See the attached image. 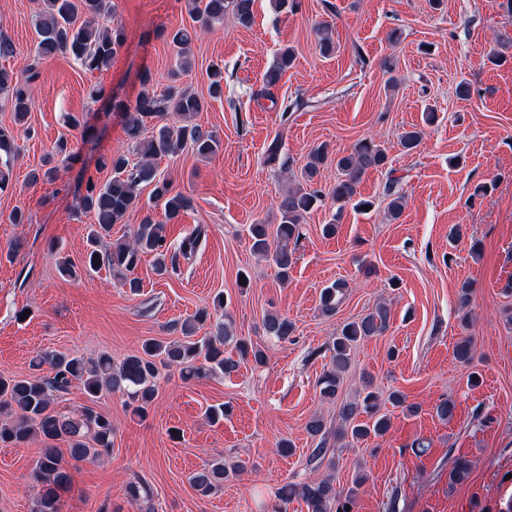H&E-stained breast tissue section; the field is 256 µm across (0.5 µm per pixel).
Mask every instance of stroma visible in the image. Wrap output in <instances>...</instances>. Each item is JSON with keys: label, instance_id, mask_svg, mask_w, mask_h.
<instances>
[{"label": "stroma", "instance_id": "obj_1", "mask_svg": "<svg viewBox=\"0 0 512 512\" xmlns=\"http://www.w3.org/2000/svg\"><path fill=\"white\" fill-rule=\"evenodd\" d=\"M336 6V50L323 57L315 26L326 17L323 0H300L296 12L276 15L270 0H256L250 27L225 15L223 26L191 46L193 67L176 73V52L160 31L195 27L184 0H114L113 26L124 32L111 68L101 77L108 91L134 99L138 74L151 70L155 89L178 83L205 98L196 121L222 143L210 159L186 150L163 159L159 169L173 192L193 206L166 224L168 242L179 244L194 230L203 239L173 275H157L152 256L135 274L140 294L123 288L108 271L62 276L59 256L81 264L91 214L78 207L80 175L105 181L96 169L100 155L126 151L125 115L91 102L92 82L69 56L35 60L34 19L42 0H0V34L16 46L4 65L14 73L35 68L34 103L25 132L17 138L12 187L0 194V374L26 372L37 353L55 350L87 359L110 354L122 361L143 339H175L169 325L210 305L216 292L228 303L224 321L267 355L264 365L241 363L228 376L183 380L164 371L146 419L133 416L121 394L88 402L80 385L62 398L64 407L93 405L114 427V446L96 462H81L61 496L60 512H137L123 496L131 480L153 490L154 512H264L286 483L331 477L351 487L357 473L368 476L354 512H506L512 506V0H332ZM295 61L275 89L259 96L266 70L284 48ZM368 59L355 62V51ZM395 63L386 73L384 59ZM224 66V97H208L210 64ZM470 97L457 95L460 81ZM302 100L298 111L281 116L277 101ZM437 111L422 121L425 105ZM82 113L93 140L67 129L66 118ZM423 131L414 152H404L400 134ZM68 136L77 154L52 152ZM373 136L388 154L385 170L368 171L359 191L374 208L360 214L326 201L306 215L297 260L288 279L253 255L249 224L279 221L278 203L287 178L264 162L274 137L295 162L316 145L348 154L354 143ZM56 167L54 181L30 183L28 174ZM397 178L406 198L398 220L386 219L385 184ZM486 194H476L477 186ZM25 211L23 224L8 221ZM336 221V234H322ZM480 241L471 255V241ZM16 253H8L11 243ZM247 274L248 287L239 284ZM337 279L349 284L333 317L320 312V291ZM471 283V321L463 323L457 296ZM390 310V328L358 346L340 400L353 398L362 377L381 393L393 390L419 411L391 412V428L380 438L335 448L333 463L313 467L314 446L306 423L321 417L340 424L339 402L321 399L316 381L327 362L325 348L343 322L377 304ZM278 314L293 322L291 340L266 335L264 320ZM473 336L472 365L458 362L455 342ZM398 358H389V348ZM482 380L471 385V371ZM456 402L452 420L435 413L440 399ZM230 403L223 422L209 423L207 407ZM294 445L291 455L275 451L278 441ZM425 440L415 455L411 446ZM41 442L0 447V512H33L32 469ZM474 463L470 477L452 486L455 458ZM241 463L216 493L200 495L190 475L215 459Z\"/></svg>", "mask_w": 512, "mask_h": 512}]
</instances>
